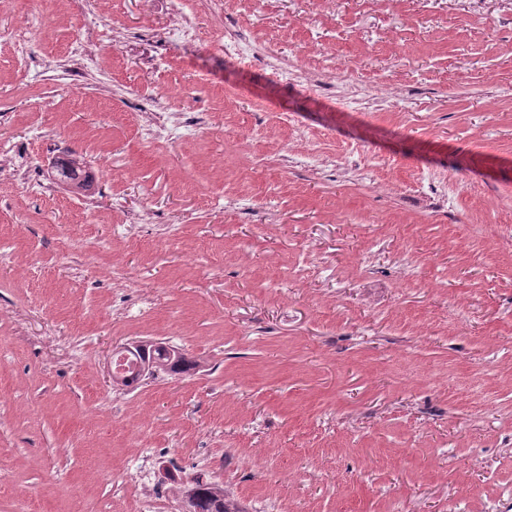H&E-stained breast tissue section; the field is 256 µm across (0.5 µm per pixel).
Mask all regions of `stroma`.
Returning a JSON list of instances; mask_svg holds the SVG:
<instances>
[{
    "label": "stroma",
    "mask_w": 512,
    "mask_h": 512,
    "mask_svg": "<svg viewBox=\"0 0 512 512\" xmlns=\"http://www.w3.org/2000/svg\"><path fill=\"white\" fill-rule=\"evenodd\" d=\"M92 25L98 66L45 79ZM0 26L32 36L0 43L29 174L0 177V512H124L143 448L245 512H512V0H0ZM66 150L85 192L48 176ZM138 342L198 366L110 385Z\"/></svg>",
    "instance_id": "35a3bbf8"
}]
</instances>
